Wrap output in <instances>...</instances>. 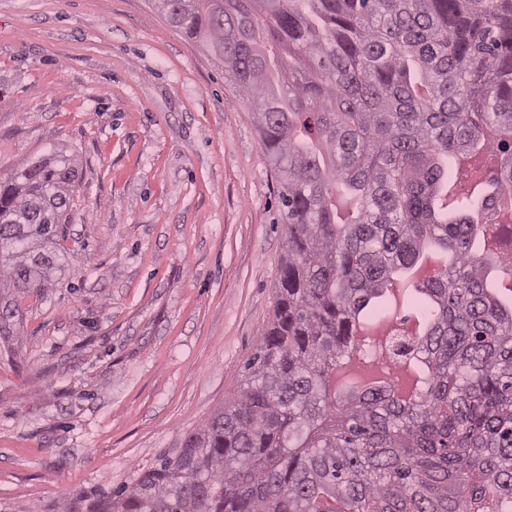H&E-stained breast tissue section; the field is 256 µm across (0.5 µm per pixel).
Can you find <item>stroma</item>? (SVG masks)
<instances>
[{"instance_id":"obj_1","label":"stroma","mask_w":512,"mask_h":512,"mask_svg":"<svg viewBox=\"0 0 512 512\" xmlns=\"http://www.w3.org/2000/svg\"><path fill=\"white\" fill-rule=\"evenodd\" d=\"M79 160L55 287L0 352V512L130 485L273 319L279 181L223 65L155 0H0V173Z\"/></svg>"}]
</instances>
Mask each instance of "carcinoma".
<instances>
[{
  "label": "carcinoma",
  "instance_id": "1",
  "mask_svg": "<svg viewBox=\"0 0 512 512\" xmlns=\"http://www.w3.org/2000/svg\"><path fill=\"white\" fill-rule=\"evenodd\" d=\"M249 103L279 178L285 252L274 318L239 389L130 488L66 512H512V308L487 284L482 202L448 162L512 146V0H157ZM77 162L0 177V343L57 281ZM512 193V153L496 178ZM409 286L421 332L394 359L422 374L338 391V359Z\"/></svg>",
  "mask_w": 512,
  "mask_h": 512
}]
</instances>
